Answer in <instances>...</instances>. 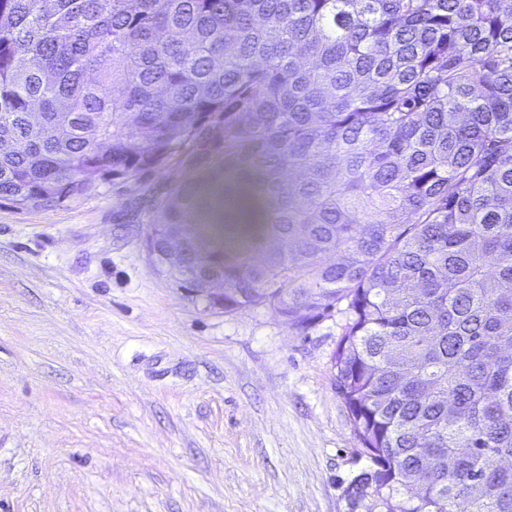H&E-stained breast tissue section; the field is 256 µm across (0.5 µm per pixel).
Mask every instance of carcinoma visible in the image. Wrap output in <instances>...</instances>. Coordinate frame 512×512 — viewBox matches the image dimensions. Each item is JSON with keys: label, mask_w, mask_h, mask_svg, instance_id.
Instances as JSON below:
<instances>
[{"label": "carcinoma", "mask_w": 512, "mask_h": 512, "mask_svg": "<svg viewBox=\"0 0 512 512\" xmlns=\"http://www.w3.org/2000/svg\"><path fill=\"white\" fill-rule=\"evenodd\" d=\"M43 2L0 0V198L177 160L150 224L224 311L347 301L353 506L512 512V0Z\"/></svg>", "instance_id": "cac0c4a2"}]
</instances>
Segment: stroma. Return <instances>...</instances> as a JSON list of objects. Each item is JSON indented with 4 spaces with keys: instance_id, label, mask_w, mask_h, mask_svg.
I'll return each instance as SVG.
<instances>
[{
    "instance_id": "35a3bbf8",
    "label": "stroma",
    "mask_w": 512,
    "mask_h": 512,
    "mask_svg": "<svg viewBox=\"0 0 512 512\" xmlns=\"http://www.w3.org/2000/svg\"><path fill=\"white\" fill-rule=\"evenodd\" d=\"M183 175L0 199V512H363L346 302L301 329L159 274L149 215Z\"/></svg>"
}]
</instances>
